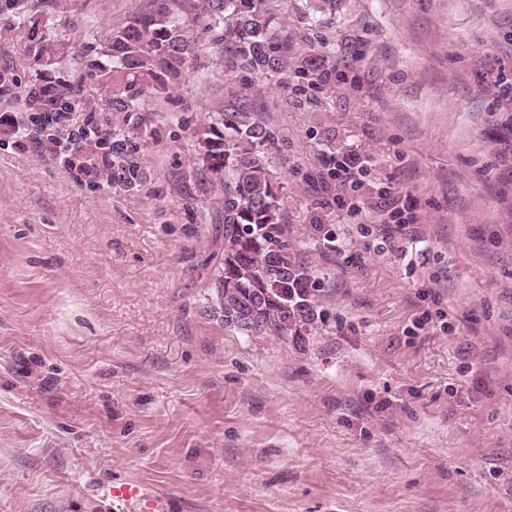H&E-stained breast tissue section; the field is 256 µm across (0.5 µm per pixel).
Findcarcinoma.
<instances>
[{
  "mask_svg": "<svg viewBox=\"0 0 512 512\" xmlns=\"http://www.w3.org/2000/svg\"><path fill=\"white\" fill-rule=\"evenodd\" d=\"M270 0H150L106 39L90 76L112 86L109 112H139L140 97L166 92L186 82L190 64L204 52L224 62L226 100L193 131L195 157L178 177L185 199L217 192L207 208L222 250L214 253L213 287L224 326L244 336H277L299 343L321 321L315 303V273L295 255L284 223L283 195L259 148L272 140L248 88L232 86L239 72L262 77L295 71L312 84L327 80L325 60L311 55L298 66L288 31L271 26ZM31 21L26 55L45 69L23 89L30 120L59 131L81 109L83 78L53 76L68 45L49 40ZM134 131L112 132V182L137 191L145 182L135 157Z\"/></svg>",
  "mask_w": 512,
  "mask_h": 512,
  "instance_id": "obj_1",
  "label": "carcinoma"
}]
</instances>
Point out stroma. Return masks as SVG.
Instances as JSON below:
<instances>
[{
  "label": "stroma",
  "instance_id": "35a3bbf8",
  "mask_svg": "<svg viewBox=\"0 0 512 512\" xmlns=\"http://www.w3.org/2000/svg\"><path fill=\"white\" fill-rule=\"evenodd\" d=\"M149 0H80L41 23L106 90L84 48ZM271 0L295 53L328 84L241 72L273 139L264 149L288 238L317 273L323 316L296 346L213 317L202 206L170 174L224 97V65L143 98L142 191L92 181L0 98V512H120L131 481L171 512H512V0ZM33 17L0 0V71L26 83ZM362 165L341 193L332 160ZM416 222L397 230L385 189Z\"/></svg>",
  "mask_w": 512,
  "mask_h": 512
}]
</instances>
